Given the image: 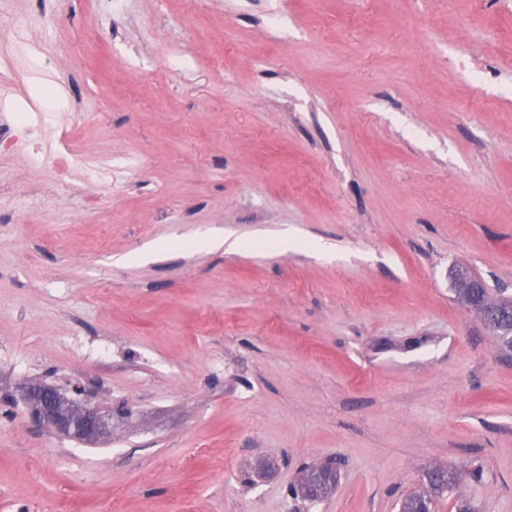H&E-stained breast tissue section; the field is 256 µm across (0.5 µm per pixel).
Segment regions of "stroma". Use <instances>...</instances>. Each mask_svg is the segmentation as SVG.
<instances>
[{
    "label": "stroma",
    "mask_w": 512,
    "mask_h": 512,
    "mask_svg": "<svg viewBox=\"0 0 512 512\" xmlns=\"http://www.w3.org/2000/svg\"><path fill=\"white\" fill-rule=\"evenodd\" d=\"M56 9L0 0V100L85 113L117 165L59 180L54 126L37 166L0 150V512H399L433 470L432 512H512V353L452 284L512 296V0ZM39 383L108 435L34 416ZM334 482L335 475L330 468L312 470L301 478L296 491L305 496H315L318 492L327 493Z\"/></svg>",
    "instance_id": "35a3bbf8"
}]
</instances>
